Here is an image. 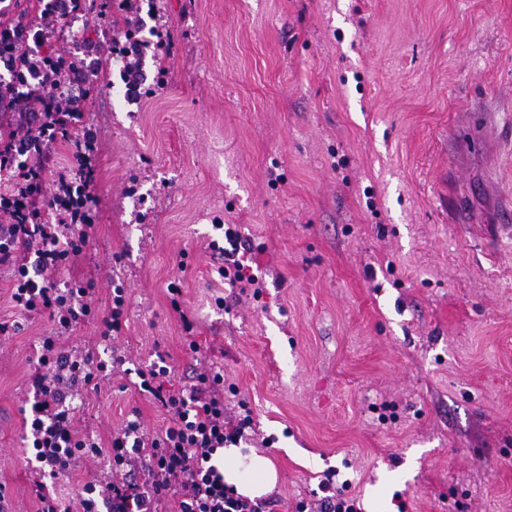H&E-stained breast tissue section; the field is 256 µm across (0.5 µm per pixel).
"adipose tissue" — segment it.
Instances as JSON below:
<instances>
[{
  "label": "adipose tissue",
  "mask_w": 512,
  "mask_h": 512,
  "mask_svg": "<svg viewBox=\"0 0 512 512\" xmlns=\"http://www.w3.org/2000/svg\"><path fill=\"white\" fill-rule=\"evenodd\" d=\"M212 463L223 473L226 485L252 500L265 495L277 482L269 458L253 451L245 453L234 446L221 448L213 455Z\"/></svg>",
  "instance_id": "adipose-tissue-1"
}]
</instances>
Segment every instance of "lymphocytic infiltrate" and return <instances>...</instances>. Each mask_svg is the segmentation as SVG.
<instances>
[{"instance_id": "lymphocytic-infiltrate-1", "label": "lymphocytic infiltrate", "mask_w": 512, "mask_h": 512, "mask_svg": "<svg viewBox=\"0 0 512 512\" xmlns=\"http://www.w3.org/2000/svg\"><path fill=\"white\" fill-rule=\"evenodd\" d=\"M91 144L77 142L76 164L72 177H59L57 191L43 208L28 207L25 198L32 186L29 165L0 153V172L11 175V187L0 193V210H29V223L0 224V268H10L15 279L11 298L28 313L48 312L58 334L72 330L80 317L91 312V286L77 283L58 286L53 278L61 268L74 262L88 244L90 211L94 194L84 185L79 193L66 194L71 179L84 180L89 172ZM58 211V223L41 220L42 210ZM224 238L229 244L224 264L218 273L233 288H259L258 277L245 264L243 255L249 245L236 229L228 225ZM35 244L32 264L18 261V242ZM41 366L32 378L34 401L31 405L30 437L35 459L55 478L78 466L84 450L101 455V446L87 444L73 428L74 410L69 398L105 372L104 362L92 356L80 358L62 352L55 336L44 337ZM166 367L152 366L138 371V387L148 393L167 414L170 424L164 432L145 439L139 420L127 421L113 436L109 452L112 475L103 484L87 483L78 512H159L165 498L178 499L179 512H264V504L239 495L227 486L211 459L217 449L237 445L250 417L227 418L224 410V377L221 373L201 372L195 384L184 393L173 394L164 386Z\"/></svg>"}]
</instances>
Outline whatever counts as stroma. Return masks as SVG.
Here are the masks:
<instances>
[{"mask_svg":"<svg viewBox=\"0 0 512 512\" xmlns=\"http://www.w3.org/2000/svg\"><path fill=\"white\" fill-rule=\"evenodd\" d=\"M150 76L128 103L120 58L70 130L91 131L89 245L55 280L93 282L66 347L127 370L75 401L80 435L109 447L136 418L167 420L135 385L164 363L174 392L200 363L224 375L243 450L277 470L270 512L314 502L327 471L362 512H512V0H155ZM131 17L111 0L88 27L101 48ZM46 149L42 190L75 164ZM237 225L260 297L230 296L209 249ZM178 281L185 331L167 287ZM0 272V491L41 512L25 419L40 341L54 324L15 307ZM122 327L103 338L112 292ZM198 352H191V345ZM100 459L48 483L77 505Z\"/></svg>","mask_w":512,"mask_h":512,"instance_id":"obj_1","label":"stroma"}]
</instances>
